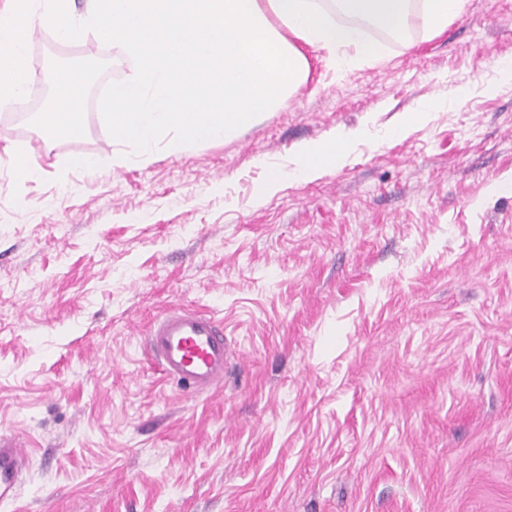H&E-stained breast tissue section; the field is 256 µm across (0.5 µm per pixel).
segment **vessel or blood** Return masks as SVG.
<instances>
[{"instance_id": "obj_1", "label": "vessel or blood", "mask_w": 512, "mask_h": 512, "mask_svg": "<svg viewBox=\"0 0 512 512\" xmlns=\"http://www.w3.org/2000/svg\"><path fill=\"white\" fill-rule=\"evenodd\" d=\"M146 349L186 394H202L224 381V320L217 314L168 307L151 323ZM23 460L21 449L0 448V502L15 496Z\"/></svg>"}]
</instances>
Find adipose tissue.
Returning <instances> with one entry per match:
<instances>
[{
	"mask_svg": "<svg viewBox=\"0 0 512 512\" xmlns=\"http://www.w3.org/2000/svg\"><path fill=\"white\" fill-rule=\"evenodd\" d=\"M81 75L70 69L56 73L54 89L49 107L37 116V126L48 141H79L84 130L78 116L82 110L80 87ZM356 134H343L326 142L303 145L298 151L295 178L312 180L317 178L327 166L343 162L349 155Z\"/></svg>",
	"mask_w": 512,
	"mask_h": 512,
	"instance_id": "ef3b65f1",
	"label": "adipose tissue"
}]
</instances>
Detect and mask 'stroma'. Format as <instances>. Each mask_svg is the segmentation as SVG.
<instances>
[{"label": "stroma", "mask_w": 512, "mask_h": 512, "mask_svg": "<svg viewBox=\"0 0 512 512\" xmlns=\"http://www.w3.org/2000/svg\"><path fill=\"white\" fill-rule=\"evenodd\" d=\"M365 32L378 62L307 51L277 111L146 162L100 110L126 51L30 45L37 99L0 109V445L26 457L0 512H512V0ZM66 67L87 74L75 145L34 121ZM358 129L342 165L292 176L300 145ZM174 304L223 317V388L183 397L149 360Z\"/></svg>", "instance_id": "stroma-1"}]
</instances>
